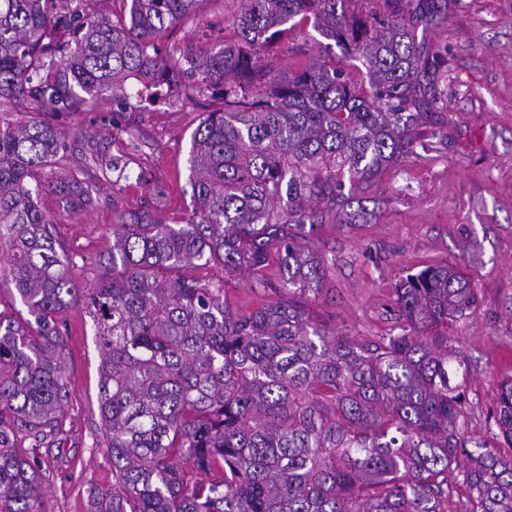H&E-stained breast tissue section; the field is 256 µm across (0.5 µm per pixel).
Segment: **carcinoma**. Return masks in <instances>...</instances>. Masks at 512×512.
I'll return each instance as SVG.
<instances>
[{
    "mask_svg": "<svg viewBox=\"0 0 512 512\" xmlns=\"http://www.w3.org/2000/svg\"><path fill=\"white\" fill-rule=\"evenodd\" d=\"M200 2L131 0L113 20L97 0H0V253L30 315L0 311V512L41 507L38 452L61 432L73 307L88 310L103 354L112 496L91 512H448L462 457L469 512H512V375L492 440L471 451L463 438L469 370L450 331L479 301L464 273L437 263L401 279L384 336H344L307 308L327 279L310 248L324 217L371 223L348 201L438 115L420 76L447 59L417 29L457 2L384 0L381 14L359 10L366 0H241L233 41L177 61L160 37ZM310 21L342 58L275 69L272 44ZM361 59L369 92L346 71ZM174 69L222 103L192 136L191 214L178 224L160 206L117 211L108 256L73 262L39 205L67 135L12 112L121 111L164 94ZM243 275L262 302L239 312L226 285Z\"/></svg>",
    "mask_w": 512,
    "mask_h": 512,
    "instance_id": "carcinoma-1",
    "label": "carcinoma"
}]
</instances>
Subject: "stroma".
<instances>
[{
  "instance_id": "stroma-1",
  "label": "stroma",
  "mask_w": 512,
  "mask_h": 512,
  "mask_svg": "<svg viewBox=\"0 0 512 512\" xmlns=\"http://www.w3.org/2000/svg\"><path fill=\"white\" fill-rule=\"evenodd\" d=\"M240 0H201L195 18L167 31L163 44L182 51L233 38ZM425 47L446 56L436 82L443 109L423 126V144L385 171L359 204L372 223L326 221L316 247L328 262V292L309 310L347 336H382L394 325L392 289L406 274L439 262L455 264L479 290L461 318L454 344L469 366L464 438L489 439L487 413L504 375L512 374V0H458L446 23L419 31ZM305 23L276 45L278 69H301L340 56L337 45ZM178 93L113 114L41 111L69 136L67 158L46 171L40 204L74 261L94 260L112 246L115 210L140 212L164 202L182 218L192 209L188 156L205 113L220 104L177 75ZM117 162L118 183H99L93 205L63 206L60 191L79 196L88 157ZM62 356L69 399L61 416L60 450L44 452L43 512H90V495L112 492V464L102 442L98 409L102 353L89 314L66 312Z\"/></svg>"
}]
</instances>
